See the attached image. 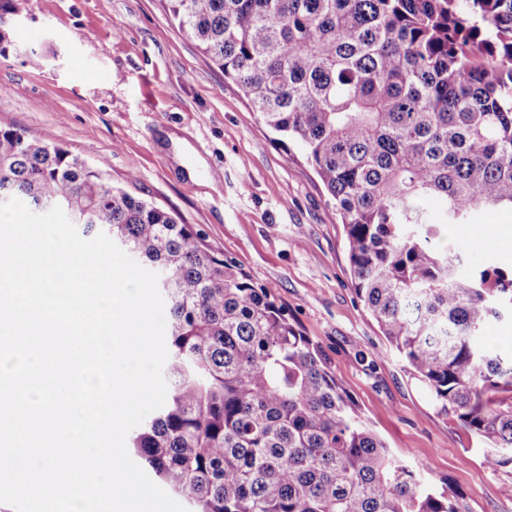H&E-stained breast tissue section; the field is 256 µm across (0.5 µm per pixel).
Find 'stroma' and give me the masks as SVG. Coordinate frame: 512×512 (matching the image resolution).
Masks as SVG:
<instances>
[{"label":"stroma","mask_w":512,"mask_h":512,"mask_svg":"<svg viewBox=\"0 0 512 512\" xmlns=\"http://www.w3.org/2000/svg\"><path fill=\"white\" fill-rule=\"evenodd\" d=\"M0 55V120L103 164L114 185L174 214L253 280L393 453L460 494L468 512H512V466L442 411L351 284L345 233L298 151H286L243 91L162 0H27ZM465 265L512 269V212L448 230Z\"/></svg>","instance_id":"1"}]
</instances>
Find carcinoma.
<instances>
[{
	"label": "carcinoma",
	"instance_id": "cac0c4a2",
	"mask_svg": "<svg viewBox=\"0 0 512 512\" xmlns=\"http://www.w3.org/2000/svg\"><path fill=\"white\" fill-rule=\"evenodd\" d=\"M334 201L352 286L432 393L512 465V272L466 273L448 227L512 209V0H165ZM26 0H0V54ZM60 206L159 274L165 405L136 455L194 512H467L397 457L272 288L107 173L0 122V202ZM440 212L434 220L424 207ZM486 343L500 350L503 354L512 352V320L505 317L501 321H493L484 331Z\"/></svg>",
	"mask_w": 512,
	"mask_h": 512
}]
</instances>
